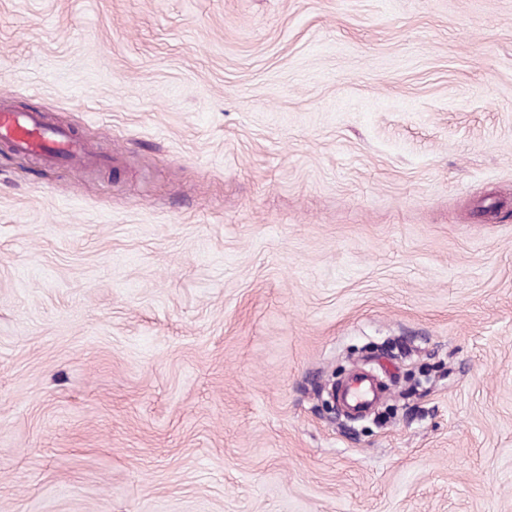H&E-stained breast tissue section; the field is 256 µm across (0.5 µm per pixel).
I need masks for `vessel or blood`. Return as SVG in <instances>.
Wrapping results in <instances>:
<instances>
[{
    "instance_id": "obj_1",
    "label": "vessel or blood",
    "mask_w": 512,
    "mask_h": 512,
    "mask_svg": "<svg viewBox=\"0 0 512 512\" xmlns=\"http://www.w3.org/2000/svg\"><path fill=\"white\" fill-rule=\"evenodd\" d=\"M0 141L11 144L18 152L45 155L61 165L89 161L73 131L49 124L36 112H15L1 107ZM378 379L377 373L360 372L339 389L337 397L349 418H361L377 400Z\"/></svg>"
}]
</instances>
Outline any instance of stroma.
<instances>
[{"label":"stroma","mask_w":512,"mask_h":512,"mask_svg":"<svg viewBox=\"0 0 512 512\" xmlns=\"http://www.w3.org/2000/svg\"><path fill=\"white\" fill-rule=\"evenodd\" d=\"M0 104V512H512V0H0ZM0 141L20 153L46 155L60 165L91 162L73 131L49 124L37 112H14L1 107ZM379 378L376 372L356 373L338 390L337 397L349 418H361L377 400Z\"/></svg>","instance_id":"stroma-1"}]
</instances>
